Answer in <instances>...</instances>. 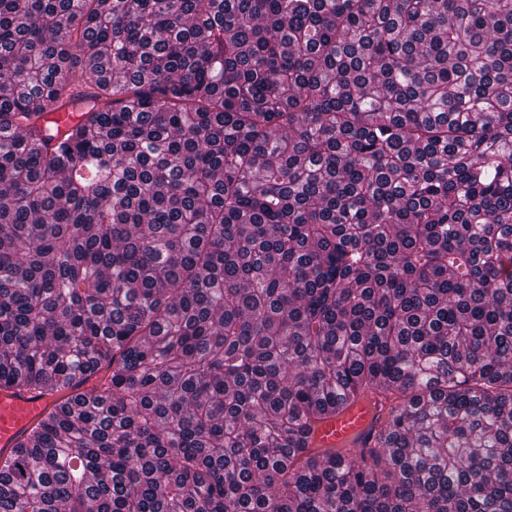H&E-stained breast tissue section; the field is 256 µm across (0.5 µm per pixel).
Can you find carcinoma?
<instances>
[{
  "label": "carcinoma",
  "mask_w": 512,
  "mask_h": 512,
  "mask_svg": "<svg viewBox=\"0 0 512 512\" xmlns=\"http://www.w3.org/2000/svg\"><path fill=\"white\" fill-rule=\"evenodd\" d=\"M95 370L0 512H512V0H0V387ZM385 405V406H384ZM390 406L373 397L363 399L347 408L336 418L319 425L314 433V442L322 447H340L353 437L365 438L383 424Z\"/></svg>",
  "instance_id": "1"
}]
</instances>
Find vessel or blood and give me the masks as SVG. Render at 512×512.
<instances>
[{
	"instance_id": "vessel-or-blood-1",
	"label": "vessel or blood",
	"mask_w": 512,
	"mask_h": 512,
	"mask_svg": "<svg viewBox=\"0 0 512 512\" xmlns=\"http://www.w3.org/2000/svg\"><path fill=\"white\" fill-rule=\"evenodd\" d=\"M58 402L57 396L41 392L0 389V455L9 456L17 441ZM388 413L375 399L361 400L336 418L319 425L314 442L322 447H340L354 437L377 431Z\"/></svg>"
}]
</instances>
